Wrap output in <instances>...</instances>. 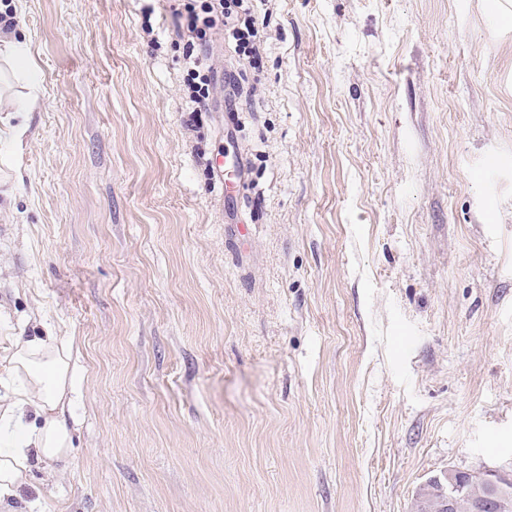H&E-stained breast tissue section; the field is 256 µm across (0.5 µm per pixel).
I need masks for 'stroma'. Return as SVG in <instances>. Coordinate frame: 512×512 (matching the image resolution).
Segmentation results:
<instances>
[{
  "instance_id": "35a3bbf8",
  "label": "stroma",
  "mask_w": 512,
  "mask_h": 512,
  "mask_svg": "<svg viewBox=\"0 0 512 512\" xmlns=\"http://www.w3.org/2000/svg\"><path fill=\"white\" fill-rule=\"evenodd\" d=\"M0 336L73 337L36 512H410L512 472V26L489 0H267L260 96L190 112L172 0H10ZM240 159V181L224 172ZM29 41L25 35L17 32H2L0 30V108L2 95L11 97V112L6 119H0V145L5 144L14 151L22 149L24 128L13 125L10 119L16 115L34 112L40 106L37 74L29 55ZM26 84L29 93L23 94L21 101H16L14 94L7 93L13 88V82ZM2 121V122H1ZM437 484L440 487V490L436 492L437 494L441 493L443 495L445 490L443 487H448L446 497L443 498V500L440 499L442 503L441 510L444 512H455L457 509V512H476L474 511V505L471 498L461 497L456 502L458 495L463 492L465 484L461 481L460 473L455 470H448V473H445L444 475L443 482L439 478H435L428 481L421 487V493L419 496L416 495L413 502L415 504V508L413 509L414 512L420 511L421 507L424 506V503L427 501V496L425 495L432 491L431 488L433 485L436 486ZM420 504L422 506H420Z\"/></svg>"
}]
</instances>
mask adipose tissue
Wrapping results in <instances>:
<instances>
[{
  "label": "adipose tissue",
  "mask_w": 512,
  "mask_h": 512,
  "mask_svg": "<svg viewBox=\"0 0 512 512\" xmlns=\"http://www.w3.org/2000/svg\"><path fill=\"white\" fill-rule=\"evenodd\" d=\"M28 39L0 32V95L14 83L27 85L16 114L38 109L37 74ZM73 341L45 333L0 336V504L16 498L36 464L67 460L74 429L66 419L75 394Z\"/></svg>",
  "instance_id": "ef3b65f1"
}]
</instances>
